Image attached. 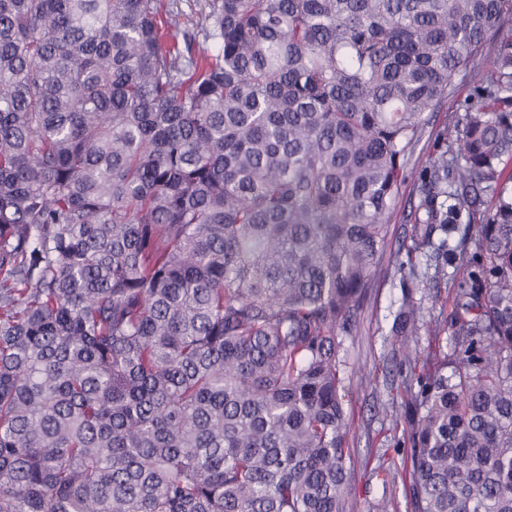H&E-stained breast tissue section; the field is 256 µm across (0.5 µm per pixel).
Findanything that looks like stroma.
Instances as JSON below:
<instances>
[{"label": "stroma", "mask_w": 512, "mask_h": 512, "mask_svg": "<svg viewBox=\"0 0 512 512\" xmlns=\"http://www.w3.org/2000/svg\"><path fill=\"white\" fill-rule=\"evenodd\" d=\"M420 198L417 183H402L394 198L381 258L383 273L371 285L352 331L339 333L341 394L348 423L346 461L351 491L346 512H412L408 473V433L414 415L417 380L425 361L446 354L452 333L455 285L451 276L435 274L421 254H410L412 211ZM413 262L414 274L401 277L398 263ZM419 309L412 344L416 367L402 365L390 329L402 300Z\"/></svg>", "instance_id": "1"}]
</instances>
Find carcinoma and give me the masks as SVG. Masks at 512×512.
<instances>
[{"instance_id":"carcinoma-1","label":"carcinoma","mask_w":512,"mask_h":512,"mask_svg":"<svg viewBox=\"0 0 512 512\" xmlns=\"http://www.w3.org/2000/svg\"><path fill=\"white\" fill-rule=\"evenodd\" d=\"M511 21L209 0L180 33L161 0H0V512H345L336 335L408 179L411 252L439 231L461 273L413 512H512ZM471 62L454 146L412 161ZM418 322L405 301L406 364Z\"/></svg>"}]
</instances>
